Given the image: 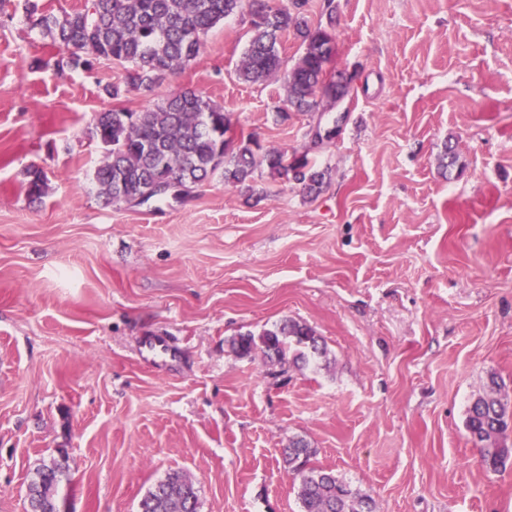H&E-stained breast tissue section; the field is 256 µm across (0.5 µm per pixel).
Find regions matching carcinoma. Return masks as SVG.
I'll use <instances>...</instances> for the list:
<instances>
[{"mask_svg":"<svg viewBox=\"0 0 512 512\" xmlns=\"http://www.w3.org/2000/svg\"><path fill=\"white\" fill-rule=\"evenodd\" d=\"M243 10L251 19L248 45L237 68L239 80L262 84L283 73L288 107L303 113L350 94L352 77L328 70L336 51L331 34L273 0H90L83 10L59 16L30 4L32 25L58 49L71 52L75 63L92 70L106 61L124 69L123 81L106 87L114 99L129 91L153 92L166 76L197 58L212 29ZM290 32L301 39L303 51L288 69L282 38ZM93 134L104 149L94 182L107 205L128 206L137 198L143 204L162 200L165 187L177 183L191 190L217 172L225 184L247 187L262 167L272 175L292 178L310 196L324 186L325 172L315 169L307 155L290 158L285 149L263 152L254 135L234 136L229 113L192 90L173 93L139 111L99 112L93 118ZM23 188L30 200L39 201L48 191L47 176L39 169L29 170ZM231 348L240 356L260 350L280 364H296L308 354L326 355L316 331L291 319L257 336L240 334ZM511 421L509 396L492 375L469 406L466 427L483 463L493 470L512 457L507 443ZM312 454L302 439L290 441L284 451L285 466L300 476L302 512H372L369 496L352 491L330 472L307 467ZM64 472L60 461L36 469L28 487L27 512H59L57 492ZM140 508L198 512V489L189 477L172 472L147 491Z\"/></svg>","mask_w":512,"mask_h":512,"instance_id":"obj_1","label":"carcinoma"}]
</instances>
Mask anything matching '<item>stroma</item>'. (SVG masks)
I'll list each match as a JSON object with an SVG mask.
<instances>
[{
	"mask_svg": "<svg viewBox=\"0 0 512 512\" xmlns=\"http://www.w3.org/2000/svg\"><path fill=\"white\" fill-rule=\"evenodd\" d=\"M26 6L0 0V512H25L36 468L61 458L60 512H140L176 471L199 512H301L293 439L374 512H512V458L487 469L466 428L489 376L512 396V0H306L330 70L353 77L341 123L289 110L282 76L238 80L247 16L152 96L115 99L122 67L57 74ZM184 88L263 149L308 155L321 193L265 171L249 190L217 174L180 201L105 205L94 114ZM317 124L337 130L319 148ZM285 318L326 357L232 351ZM155 335L178 348L168 365L140 354ZM26 181L23 185L26 196L31 201L41 200L48 191L47 176L39 169L27 171Z\"/></svg>",
	"mask_w": 512,
	"mask_h": 512,
	"instance_id": "35a3bbf8",
	"label": "stroma"
}]
</instances>
